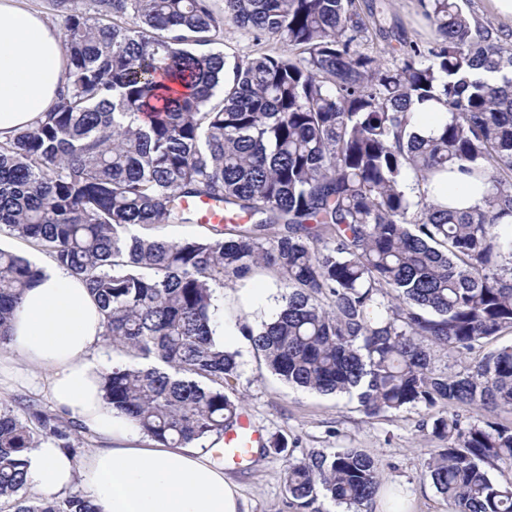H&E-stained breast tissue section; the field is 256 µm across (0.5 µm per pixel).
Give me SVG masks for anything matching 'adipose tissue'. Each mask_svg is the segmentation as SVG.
Here are the masks:
<instances>
[{"label": "adipose tissue", "mask_w": 512, "mask_h": 512, "mask_svg": "<svg viewBox=\"0 0 512 512\" xmlns=\"http://www.w3.org/2000/svg\"><path fill=\"white\" fill-rule=\"evenodd\" d=\"M71 76L58 27L27 0H0V140L35 127ZM430 200L452 210L482 205V182L458 172L436 176ZM25 293L10 324L0 372L17 378V363L39 370L59 414L77 421L97 445L82 459L46 442L27 454L33 491L43 496L81 483L100 512H242L238 484L224 473V443L165 448L119 411L106 408L100 372L108 365L99 306L85 282L54 261Z\"/></svg>", "instance_id": "adipose-tissue-1"}]
</instances>
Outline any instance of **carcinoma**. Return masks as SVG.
<instances>
[{
    "mask_svg": "<svg viewBox=\"0 0 512 512\" xmlns=\"http://www.w3.org/2000/svg\"><path fill=\"white\" fill-rule=\"evenodd\" d=\"M53 2L72 81L0 141V230L84 280L131 355L102 372L107 407L170 448L234 428L236 353L214 341V293L273 267L284 305L246 336L285 383L346 394L369 417L512 410V345L433 367L436 348L471 354L512 331V44L457 0H418L433 39L380 55L360 42L383 32L388 0L367 18L357 0ZM227 26L285 49L238 58L226 78L225 55L193 47ZM430 101L448 120L423 138L411 124ZM455 170L487 186L482 206L428 198ZM202 199L246 221L180 241L139 233L194 223L183 202ZM38 273L0 249L1 349ZM432 433L448 440L427 462L448 512H512V424L441 413ZM48 440L73 456L87 442L33 400L0 399V512H98L84 492L31 493L26 453ZM272 447L296 512L320 494L366 507L380 490L357 448L297 460L285 439Z\"/></svg>",
    "mask_w": 512,
    "mask_h": 512,
    "instance_id": "cac0c4a2",
    "label": "carcinoma"
}]
</instances>
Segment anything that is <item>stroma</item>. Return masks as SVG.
<instances>
[{
	"label": "stroma",
	"mask_w": 512,
	"mask_h": 512,
	"mask_svg": "<svg viewBox=\"0 0 512 512\" xmlns=\"http://www.w3.org/2000/svg\"><path fill=\"white\" fill-rule=\"evenodd\" d=\"M386 28L408 41L424 44L431 39L417 0H390ZM281 48L276 40L257 42L246 30L229 26L209 50L244 59L276 53ZM254 281L266 288L267 297L248 313L239 308L232 287L218 290V315L224 322L246 315L257 327L279 313L283 289L278 272L263 269ZM231 350L238 363L236 391L266 441L286 437L297 460L339 448L362 449L377 463L383 488L403 491L407 512H448L447 502L436 492L426 469L433 450L446 447L447 442L433 434L427 410L409 408L370 418L360 411L357 401L300 391L284 384L266 368L250 343L234 344ZM228 474L240 484L248 512H293L284 490L281 455L271 450L255 453L248 463L229 469Z\"/></svg>",
	"instance_id": "obj_1"
}]
</instances>
